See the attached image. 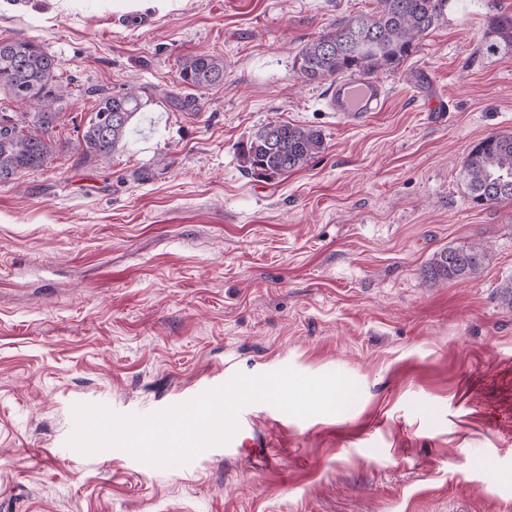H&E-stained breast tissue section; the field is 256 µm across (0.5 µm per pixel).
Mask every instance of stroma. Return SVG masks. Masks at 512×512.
Instances as JSON below:
<instances>
[{
	"instance_id": "1",
	"label": "stroma",
	"mask_w": 512,
	"mask_h": 512,
	"mask_svg": "<svg viewBox=\"0 0 512 512\" xmlns=\"http://www.w3.org/2000/svg\"><path fill=\"white\" fill-rule=\"evenodd\" d=\"M376 0H0V40L61 63L60 144L0 184V512H512V202L477 207L460 164L512 132V53L482 45L512 0H448L382 74L385 109L351 126L306 43ZM224 61L185 111L182 61ZM145 108L110 163L77 165L98 93ZM454 105L426 111L431 90ZM275 122L325 149L275 180L243 141ZM485 244L477 277L424 279L448 246ZM338 372L346 409L244 407L248 447L156 468L68 447L78 403L146 414L236 374ZM287 429H280V420Z\"/></svg>"
}]
</instances>
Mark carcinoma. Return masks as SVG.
Listing matches in <instances>:
<instances>
[{
    "mask_svg": "<svg viewBox=\"0 0 512 512\" xmlns=\"http://www.w3.org/2000/svg\"><path fill=\"white\" fill-rule=\"evenodd\" d=\"M446 0H378L373 14H357L305 44L295 56L303 81L332 82L352 76L373 77L390 72L417 51L436 26ZM487 50L512 51V13L497 12L488 20ZM60 63L39 44L28 40L0 41V90L17 100L33 101L40 110L18 116L0 113V184L23 170L43 167L54 151L53 130L59 120L56 103L64 96ZM179 84L209 89L224 84V60L212 55L186 58ZM145 105L134 91L98 95L96 105L80 126L76 150L83 164L107 163L118 143L132 130L133 119ZM325 149L320 131L290 124L269 123L242 145L239 162L244 171L275 178L305 167ZM460 177L471 202L489 205L512 201V133L481 139L463 158ZM487 258L477 244L448 247L423 270L430 280L455 281L480 273Z\"/></svg>",
    "mask_w": 512,
    "mask_h": 512,
    "instance_id": "carcinoma-1",
    "label": "carcinoma"
}]
</instances>
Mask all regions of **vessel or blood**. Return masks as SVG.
Masks as SVG:
<instances>
[{
	"instance_id": "obj_1",
	"label": "vessel or blood",
	"mask_w": 512,
	"mask_h": 512,
	"mask_svg": "<svg viewBox=\"0 0 512 512\" xmlns=\"http://www.w3.org/2000/svg\"><path fill=\"white\" fill-rule=\"evenodd\" d=\"M387 99L388 90L377 78L352 76L333 83L328 107L346 123L359 125L382 111Z\"/></svg>"
}]
</instances>
